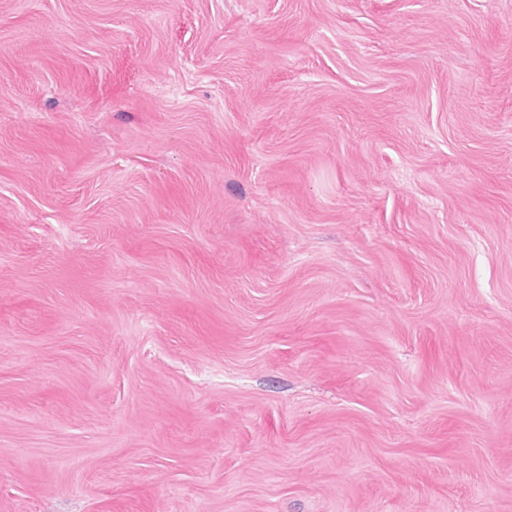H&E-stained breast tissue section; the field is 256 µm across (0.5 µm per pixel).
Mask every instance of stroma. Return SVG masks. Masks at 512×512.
I'll return each mask as SVG.
<instances>
[{"label":"stroma","instance_id":"stroma-1","mask_svg":"<svg viewBox=\"0 0 512 512\" xmlns=\"http://www.w3.org/2000/svg\"><path fill=\"white\" fill-rule=\"evenodd\" d=\"M0 512H512V0H0Z\"/></svg>","mask_w":512,"mask_h":512}]
</instances>
